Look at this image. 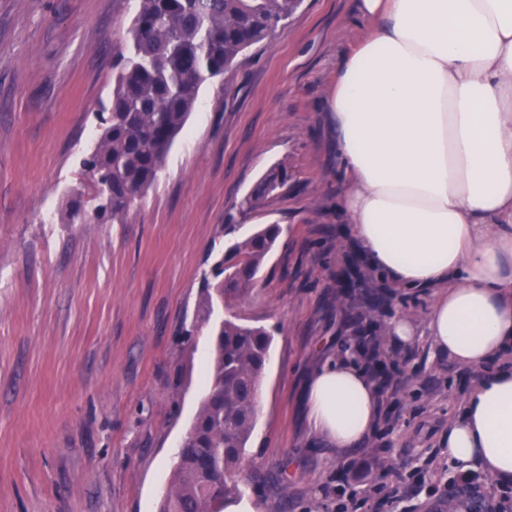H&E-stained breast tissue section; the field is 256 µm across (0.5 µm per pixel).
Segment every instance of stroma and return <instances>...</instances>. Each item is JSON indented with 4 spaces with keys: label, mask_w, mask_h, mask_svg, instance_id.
<instances>
[{
    "label": "stroma",
    "mask_w": 512,
    "mask_h": 512,
    "mask_svg": "<svg viewBox=\"0 0 512 512\" xmlns=\"http://www.w3.org/2000/svg\"><path fill=\"white\" fill-rule=\"evenodd\" d=\"M134 15L131 0H0V512H158L211 362L210 329L181 342L202 275L268 224L282 233L252 291L213 315L272 336L243 494L261 512H448V424L476 374L391 340L395 315L425 328L432 292L365 265L352 293L337 279L353 236L323 109L367 31L358 0H304L229 79L201 86L121 223L72 224ZM281 162L287 186L247 205ZM364 336L388 365L382 414L339 452L311 431L305 387L327 360L368 366Z\"/></svg>",
    "instance_id": "stroma-1"
}]
</instances>
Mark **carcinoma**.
<instances>
[{
    "label": "carcinoma",
    "mask_w": 512,
    "mask_h": 512,
    "mask_svg": "<svg viewBox=\"0 0 512 512\" xmlns=\"http://www.w3.org/2000/svg\"><path fill=\"white\" fill-rule=\"evenodd\" d=\"M302 0H136L130 40L118 52L112 98L98 112L103 133L83 160L93 183L84 213L103 224L121 222L130 205L155 181L175 138L209 79L233 70L249 49L271 40ZM288 183V166L273 167L247 204ZM281 227L269 224L237 240L218 265L224 281L202 278V298L184 342L210 323L215 306L245 295L256 283ZM214 356L206 394L176 453L159 512H224L240 488L234 471L256 421L257 395L271 334L230 316L214 326Z\"/></svg>",
    "instance_id": "1"
}]
</instances>
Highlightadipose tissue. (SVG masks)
<instances>
[{"label":"adipose tissue","instance_id":"ef3b65f1","mask_svg":"<svg viewBox=\"0 0 512 512\" xmlns=\"http://www.w3.org/2000/svg\"><path fill=\"white\" fill-rule=\"evenodd\" d=\"M370 26L327 103L341 218L367 264L434 289L435 353L478 377L448 425V467L512 483V0H360ZM311 427L357 448L380 411L356 363L307 387Z\"/></svg>","mask_w":512,"mask_h":512}]
</instances>
